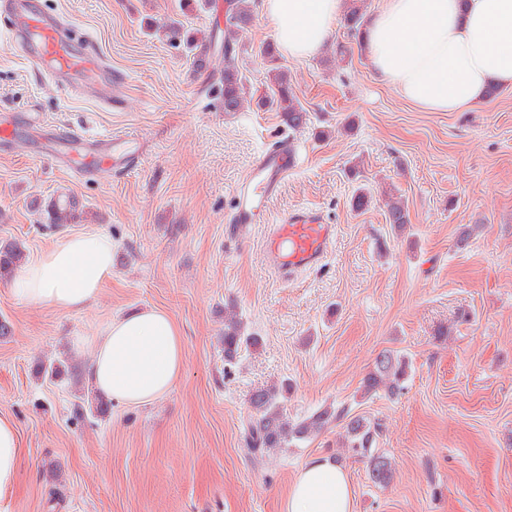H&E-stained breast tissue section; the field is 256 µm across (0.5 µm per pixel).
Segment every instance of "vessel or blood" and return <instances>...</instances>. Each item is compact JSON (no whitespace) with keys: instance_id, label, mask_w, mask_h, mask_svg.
Segmentation results:
<instances>
[{"instance_id":"1","label":"vessel or blood","mask_w":512,"mask_h":512,"mask_svg":"<svg viewBox=\"0 0 512 512\" xmlns=\"http://www.w3.org/2000/svg\"><path fill=\"white\" fill-rule=\"evenodd\" d=\"M0 13L8 16L11 32L24 55L54 84L79 89L105 102L119 101L123 86L111 68L97 53L77 49L71 28L59 16L35 11L27 0H0ZM50 134L83 156V166L74 167L73 172L85 179L123 169L131 154L123 136L91 139L71 128H54ZM295 162V152L286 139L257 157L246 180L232 192L230 231L247 224H266L269 204L281 191ZM266 226L264 260L284 282L320 268L336 237L335 225L324 223L312 210L294 211L279 223Z\"/></svg>"}]
</instances>
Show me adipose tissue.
<instances>
[{
	"mask_svg": "<svg viewBox=\"0 0 512 512\" xmlns=\"http://www.w3.org/2000/svg\"><path fill=\"white\" fill-rule=\"evenodd\" d=\"M283 52L318 55L334 32L344 0H262ZM374 73L405 101L428 112H463L489 87L512 89V0H379L362 39ZM110 235L68 233L21 267L11 281L19 299L61 312L86 309L112 274ZM87 377L124 407L152 404L179 380L185 347L163 309L147 307L106 321L89 340ZM21 445L13 422L0 416V500L17 481ZM344 467L319 457L290 483L282 512H352Z\"/></svg>",
	"mask_w": 512,
	"mask_h": 512,
	"instance_id": "adipose-tissue-1",
	"label": "adipose tissue"
}]
</instances>
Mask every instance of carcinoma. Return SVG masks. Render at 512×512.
<instances>
[{"instance_id": "cac0c4a2", "label": "carcinoma", "mask_w": 512, "mask_h": 512, "mask_svg": "<svg viewBox=\"0 0 512 512\" xmlns=\"http://www.w3.org/2000/svg\"><path fill=\"white\" fill-rule=\"evenodd\" d=\"M366 0H347L344 22L348 32L359 35L365 24ZM227 33L224 34V69L220 71L223 83L224 111H239L245 100L246 77L240 70L238 59V37L252 21L250 0H226L224 4ZM166 41L184 50L192 64L199 69L209 66L215 54L214 36H198L180 21H171L162 26ZM266 63V93L255 99L257 108L278 112L290 129H298L307 120V111L302 106L295 87L288 79V71L276 64L277 51L268 45L261 49ZM50 223L59 226L70 224L79 216V202L74 198H58L49 201L44 208ZM388 221L401 232L409 224L405 202L399 198L388 201ZM23 250L14 243L0 248V278L8 279L14 270L23 264ZM259 339L244 334L241 322L233 316L224 320V362L233 364L244 348L256 347ZM410 364L396 350L386 349L374 360L361 387V397L371 398L379 393L397 397L406 389ZM286 383L278 387L260 389L251 400L252 413L243 424V441L248 454L262 459L267 454L282 448L296 447L313 434L336 419L344 422L345 447L366 462L369 480L376 486L386 487L393 479L392 463L385 451L378 448L381 424L363 415L353 414L347 408L338 410L323 408L310 416L291 422L284 412L282 401L288 390Z\"/></svg>"}]
</instances>
